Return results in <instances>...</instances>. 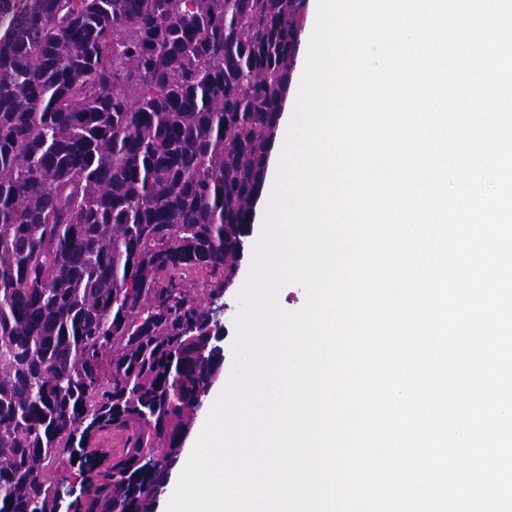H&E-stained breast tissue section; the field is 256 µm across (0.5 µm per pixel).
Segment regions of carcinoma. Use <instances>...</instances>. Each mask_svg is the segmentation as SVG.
Listing matches in <instances>:
<instances>
[{"instance_id": "obj_1", "label": "carcinoma", "mask_w": 512, "mask_h": 512, "mask_svg": "<svg viewBox=\"0 0 512 512\" xmlns=\"http://www.w3.org/2000/svg\"><path fill=\"white\" fill-rule=\"evenodd\" d=\"M301 0H0V512H153L288 94ZM202 271L199 288L187 279ZM123 434L112 459L93 445Z\"/></svg>"}]
</instances>
